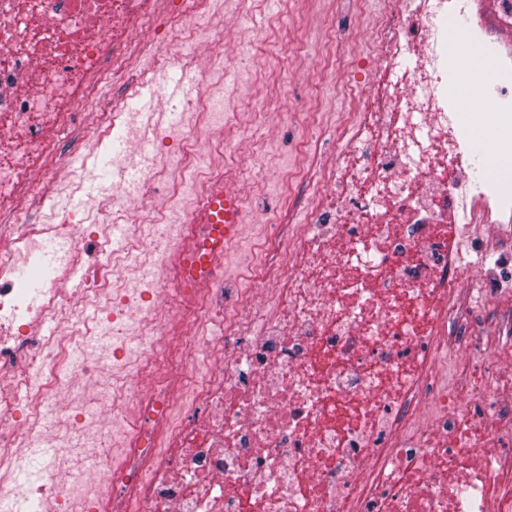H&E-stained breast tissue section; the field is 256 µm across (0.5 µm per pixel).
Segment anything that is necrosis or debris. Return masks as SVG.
I'll return each instance as SVG.
<instances>
[{"label": "necrosis or debris", "mask_w": 512, "mask_h": 512, "mask_svg": "<svg viewBox=\"0 0 512 512\" xmlns=\"http://www.w3.org/2000/svg\"><path fill=\"white\" fill-rule=\"evenodd\" d=\"M155 2L0 0V505L54 421L86 438L82 402L99 371L128 364L132 341L137 361L122 393L101 395L96 430L106 446L124 425L118 461L45 475L28 490L36 512H512V354L483 358L457 332L494 287L461 288L491 255L457 239L503 199L460 178L470 155L443 68L448 53L474 52L494 59L496 87L512 86V0H403L371 28L377 67L337 133L357 160L318 177L304 231L263 219L230 313L227 276L209 263L219 243L190 226L205 208L194 175L215 183L224 169L182 123L155 131L179 146L168 195L146 174L117 173L109 189L112 209L153 217L139 291L122 288L126 265L97 225L23 206L57 195L62 135L100 142L127 125L100 98L144 81L132 55L167 68L223 44L210 0H182L167 22L181 37L161 50L147 35ZM48 241L57 265L36 301L22 273Z\"/></svg>", "instance_id": "necrosis-or-debris-1"}]
</instances>
